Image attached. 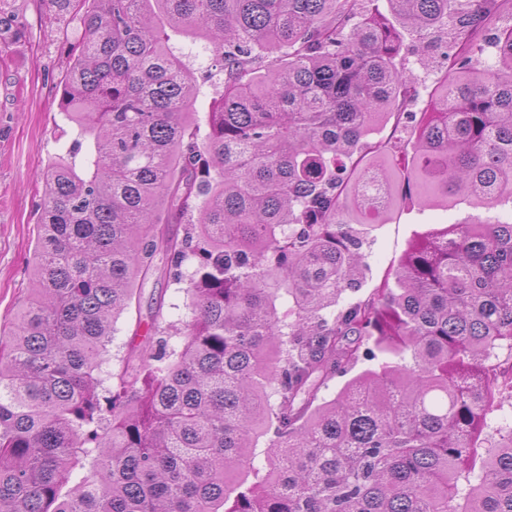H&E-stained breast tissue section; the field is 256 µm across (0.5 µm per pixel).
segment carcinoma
<instances>
[{"instance_id":"1","label":"carcinoma","mask_w":512,"mask_h":512,"mask_svg":"<svg viewBox=\"0 0 512 512\" xmlns=\"http://www.w3.org/2000/svg\"><path fill=\"white\" fill-rule=\"evenodd\" d=\"M374 2L55 0L84 29L60 106L88 148L43 172L34 288L0 326V512H512V421L493 418L512 406V220L427 237L339 305L364 280L362 176L391 149L371 133L419 95L402 31L420 53L451 36L418 200L512 203V27L478 66L508 0H387L396 24ZM154 276L189 321L155 299L101 376ZM362 353L378 363L325 399ZM182 285L170 284L167 281L156 277L146 281L142 287L137 288L136 297H139L141 319L143 320L139 334L145 332V323L149 321L151 308L154 306V298L161 292L164 294V315L167 322H171L178 328H183V324L189 320L190 313L186 307L187 297ZM137 319V309L135 307L131 312L123 315L115 325L112 343L108 346V353L104 356L110 363L122 357L128 350L131 341L138 344L142 340V336H133L135 322ZM108 363L103 364V369L108 368Z\"/></svg>"}]
</instances>
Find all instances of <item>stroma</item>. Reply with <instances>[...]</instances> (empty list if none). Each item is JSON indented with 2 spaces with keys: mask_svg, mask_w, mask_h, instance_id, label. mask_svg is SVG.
Wrapping results in <instances>:
<instances>
[{
  "mask_svg": "<svg viewBox=\"0 0 512 512\" xmlns=\"http://www.w3.org/2000/svg\"><path fill=\"white\" fill-rule=\"evenodd\" d=\"M82 37L78 17L59 13L53 0H0V322H8L32 286L30 261L44 199L42 171L54 157L66 153L76 132L60 112V92L66 82L76 44ZM416 37L405 33L397 59L399 68L420 85L404 125L417 127L431 108L432 94L443 59L440 50L420 54ZM415 192L397 189L389 216L366 225L363 251L370 270L362 287L370 292L387 275L409 245L420 237L476 219L512 218V205L491 210L467 203L422 207ZM140 309L123 315L115 325L107 360L122 357L131 341L137 317H149L156 297H163L168 322L189 320L182 288L151 278L137 290Z\"/></svg>",
  "mask_w": 512,
  "mask_h": 512,
  "instance_id": "1",
  "label": "stroma"
}]
</instances>
